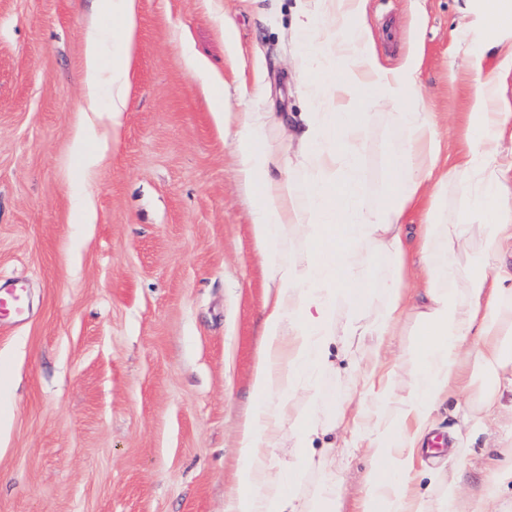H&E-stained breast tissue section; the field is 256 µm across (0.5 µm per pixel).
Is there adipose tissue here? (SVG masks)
Segmentation results:
<instances>
[{
    "label": "adipose tissue",
    "mask_w": 512,
    "mask_h": 512,
    "mask_svg": "<svg viewBox=\"0 0 512 512\" xmlns=\"http://www.w3.org/2000/svg\"><path fill=\"white\" fill-rule=\"evenodd\" d=\"M137 0H98V15L112 18V59L104 61L102 28L90 23L84 38L83 83L89 107L110 84L111 121L126 104L136 32ZM365 0H296L293 29L300 50L294 69L309 103L295 135L299 150L284 161L265 145L277 113L241 112L234 144L240 179L253 198L251 232L269 288L262 340L252 372L258 397L244 423L237 493L225 512H340L345 494L336 475V451L365 448L374 464L366 473L355 512H431L419 486L417 449L433 413L448 395L466 393L464 413L475 422L496 414L503 390H512V269L495 258L512 244V162L499 150L512 104L501 95V73L512 70V0H464L466 22L454 40L467 71L476 74L467 149L452 165L441 161L432 113L418 85L420 60L409 55L396 69L381 67L360 18ZM495 68H487L490 51ZM401 137L388 163V199L369 205L364 196L363 149L372 111ZM463 205L445 218L449 194ZM428 197L418 232L417 270L407 265L403 224L420 197ZM481 245L469 249L473 236ZM389 267L372 284L370 261ZM417 288H409L410 277ZM379 290L383 306L368 314L355 293ZM344 318H337V308ZM416 320L420 344L395 395L393 370L384 366L390 338L404 314ZM370 346L360 377L362 403L340 418L295 412L294 394L336 367L337 350ZM396 402L386 421L379 404ZM356 425L339 439L342 420ZM300 455L273 462L284 430ZM317 477L312 502L299 498L302 475ZM512 470L486 477L481 498L465 500L449 478L440 512H487Z\"/></svg>",
    "instance_id": "adipose-tissue-1"
}]
</instances>
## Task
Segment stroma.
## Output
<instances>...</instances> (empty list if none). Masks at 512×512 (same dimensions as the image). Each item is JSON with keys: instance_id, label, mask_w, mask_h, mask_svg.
<instances>
[{"instance_id": "1", "label": "stroma", "mask_w": 512, "mask_h": 512, "mask_svg": "<svg viewBox=\"0 0 512 512\" xmlns=\"http://www.w3.org/2000/svg\"><path fill=\"white\" fill-rule=\"evenodd\" d=\"M460 0H367L379 61L421 60V95L443 155L463 148L474 80L452 34ZM294 0H139L137 46L120 127L86 109L83 40L92 0H0V277L25 282L31 311L0 317V512H224L267 294L249 192L203 85L224 109L307 106L293 59ZM235 27L224 40V24ZM107 144L86 168L75 148ZM84 138V137H83ZM397 137L371 123L366 195L387 197ZM89 203L94 223L79 209ZM356 367L300 392V410L338 414L358 399ZM464 396L433 431L453 441L423 463H464L462 492L512 448V417L478 431Z\"/></svg>"}]
</instances>
